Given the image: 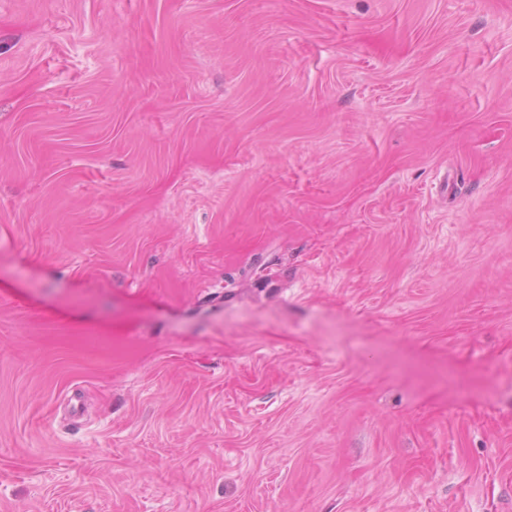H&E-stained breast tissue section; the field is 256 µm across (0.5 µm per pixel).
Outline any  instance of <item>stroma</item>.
<instances>
[{"mask_svg": "<svg viewBox=\"0 0 512 512\" xmlns=\"http://www.w3.org/2000/svg\"><path fill=\"white\" fill-rule=\"evenodd\" d=\"M0 512H512V0H0Z\"/></svg>", "mask_w": 512, "mask_h": 512, "instance_id": "35a3bbf8", "label": "stroma"}]
</instances>
